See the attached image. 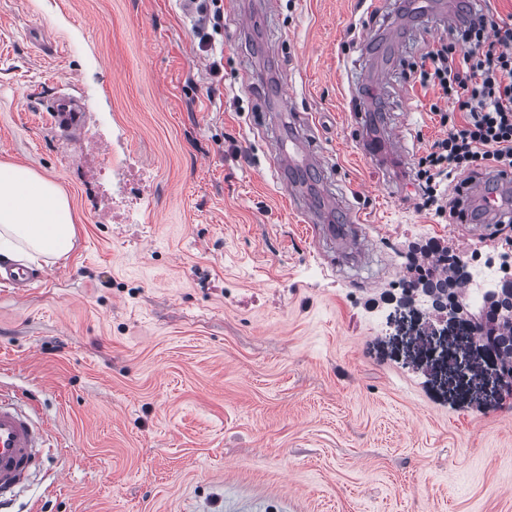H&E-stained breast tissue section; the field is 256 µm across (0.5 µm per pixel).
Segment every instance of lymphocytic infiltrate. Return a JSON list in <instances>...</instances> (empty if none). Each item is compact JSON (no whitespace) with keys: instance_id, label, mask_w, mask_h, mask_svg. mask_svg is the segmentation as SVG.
I'll return each instance as SVG.
<instances>
[{"instance_id":"obj_1","label":"lymphocytic infiltrate","mask_w":512,"mask_h":512,"mask_svg":"<svg viewBox=\"0 0 512 512\" xmlns=\"http://www.w3.org/2000/svg\"><path fill=\"white\" fill-rule=\"evenodd\" d=\"M469 48L443 45L423 56L419 81L437 91L430 110L447 133L418 161L428 202L442 200L444 180L488 168L512 170V24L476 12L464 29ZM453 110H444L445 102Z\"/></svg>"}]
</instances>
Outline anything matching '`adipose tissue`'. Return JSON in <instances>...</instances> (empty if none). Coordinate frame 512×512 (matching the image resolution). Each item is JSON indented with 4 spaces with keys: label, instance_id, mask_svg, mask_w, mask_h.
<instances>
[{
    "label": "adipose tissue",
    "instance_id": "ef3b65f1",
    "mask_svg": "<svg viewBox=\"0 0 512 512\" xmlns=\"http://www.w3.org/2000/svg\"><path fill=\"white\" fill-rule=\"evenodd\" d=\"M75 218L64 191L33 168L0 163V256L55 262L76 239Z\"/></svg>",
    "mask_w": 512,
    "mask_h": 512
}]
</instances>
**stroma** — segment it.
<instances>
[{
	"label": "stroma",
	"mask_w": 512,
	"mask_h": 512,
	"mask_svg": "<svg viewBox=\"0 0 512 512\" xmlns=\"http://www.w3.org/2000/svg\"><path fill=\"white\" fill-rule=\"evenodd\" d=\"M413 2L222 0L213 76L179 0H0V162L60 186L78 230L31 288L0 284V393L50 426L4 512H512V396L462 329L399 302L427 242L512 254L511 226L420 206L444 129L415 70L465 46L453 0ZM66 91L108 134L100 156L143 163L138 223L74 177L80 137L48 115ZM361 111L403 155L360 152ZM297 113L309 197L345 195L361 262L271 177ZM291 129V142H299L302 144L301 154L290 155L288 154V163L292 168L299 166H315L309 163H314L317 155L314 154L313 145L308 141V134L305 133L309 129V118L302 114H294ZM293 139V140H292Z\"/></svg>",
	"instance_id": "obj_1"
}]
</instances>
